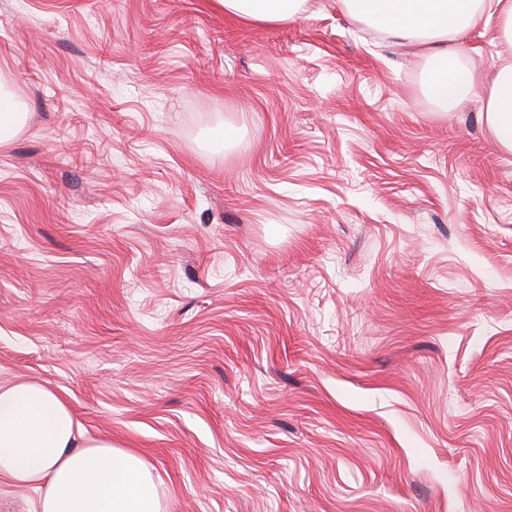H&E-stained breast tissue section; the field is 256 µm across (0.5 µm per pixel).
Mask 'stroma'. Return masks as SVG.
Returning <instances> with one entry per match:
<instances>
[{"label":"stroma","mask_w":512,"mask_h":512,"mask_svg":"<svg viewBox=\"0 0 512 512\" xmlns=\"http://www.w3.org/2000/svg\"><path fill=\"white\" fill-rule=\"evenodd\" d=\"M419 52L341 0H0V383L163 512H512V152ZM225 17L250 23H277L303 14L306 0H216ZM23 115L12 93L2 88L0 82V142L21 128Z\"/></svg>","instance_id":"35a3bbf8"}]
</instances>
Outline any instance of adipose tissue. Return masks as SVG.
<instances>
[{
    "mask_svg": "<svg viewBox=\"0 0 512 512\" xmlns=\"http://www.w3.org/2000/svg\"><path fill=\"white\" fill-rule=\"evenodd\" d=\"M356 20L417 45L436 111L479 103L499 145L512 152V63L481 74L457 51L494 25L512 44V0H342ZM225 16L277 23L301 16L306 0H217ZM0 481L31 498L32 512H162L150 468L111 439L84 440L67 402L30 382L0 384Z\"/></svg>",
    "mask_w": 512,
    "mask_h": 512,
    "instance_id": "1",
    "label": "adipose tissue"
}]
</instances>
